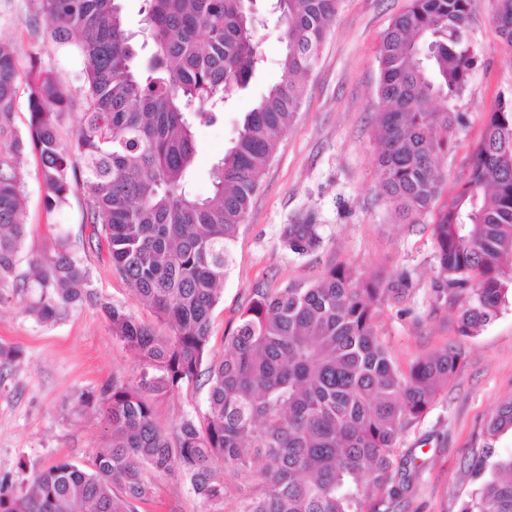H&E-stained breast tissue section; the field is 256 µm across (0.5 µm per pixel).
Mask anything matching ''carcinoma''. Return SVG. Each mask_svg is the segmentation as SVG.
<instances>
[{
	"label": "carcinoma",
	"instance_id": "cac0c4a2",
	"mask_svg": "<svg viewBox=\"0 0 512 512\" xmlns=\"http://www.w3.org/2000/svg\"><path fill=\"white\" fill-rule=\"evenodd\" d=\"M45 35L75 45L84 61V99L75 139L60 135L73 107L54 72L30 59L26 130L14 123L17 58L0 40V306L30 292L26 311L47 324L90 300L89 275L70 234L18 270L26 236L27 152L40 158L45 208L87 193L84 223L112 266L169 328L162 334L118 307H104L112 338L143 367L112 381L100 402L108 442L81 466L58 459L17 488L0 479V512H138L146 472H178L206 503L224 500L226 476L254 471L238 512H390L409 488L395 467L401 434L457 373L454 348L399 372L376 331L378 308L405 298L407 278L356 277L332 268L311 284L253 290L224 354L210 346L211 315L223 297L231 245L259 181L304 98L337 0H276L286 51L282 79L246 113L213 165V191L194 195L188 178L196 128L215 123L259 59L252 0H146L150 55L135 66L136 33L121 0H36ZM477 0H409L384 32L377 61V178L397 218L430 216L441 281L437 298L459 304L460 332L476 335L512 290V100L488 113L467 173L441 201V165L480 52L467 28ZM493 20L512 50V0ZM283 245L306 254L319 225L286 224ZM208 389L203 420L186 416L170 434L157 404L198 381ZM512 432V400L485 426L491 441ZM490 471L462 512H512V454L473 464Z\"/></svg>",
	"mask_w": 512,
	"mask_h": 512
}]
</instances>
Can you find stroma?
<instances>
[{
    "label": "stroma",
    "instance_id": "1",
    "mask_svg": "<svg viewBox=\"0 0 512 512\" xmlns=\"http://www.w3.org/2000/svg\"><path fill=\"white\" fill-rule=\"evenodd\" d=\"M407 4L338 0L320 60L305 78L302 105L281 134L279 149L232 244L233 262L212 313L210 344L214 353H223L224 335L236 327L255 288L309 283L334 266L365 277L406 274L407 297L383 305L376 320L378 336L394 364L405 373L417 360L449 346L459 348L463 360L428 413L400 437L394 461L406 464L411 482L391 512H460L478 488L469 464L485 451L484 426L512 399V298L477 335H461L457 307L433 301L439 269L429 218L415 224L398 222L380 192L377 50L383 33ZM255 8L266 17L256 32L259 61L246 88L225 103L221 118L198 130L201 150L191 177V190L198 195L211 192L213 163L234 142L245 113L282 76V30L268 0H256ZM492 8L491 0H480L468 28L480 58L456 102L462 119L443 161L451 185L463 176L488 112L500 97L512 98V50L502 42ZM44 28L35 0H0V36L17 46L20 68L28 69L30 59L38 58L71 89L74 101H81V56L76 47L46 42ZM38 169V156L29 155L22 255L42 252L56 225H64L90 270L94 300L48 325L27 312L28 296L0 307V343L21 350L13 362L0 365V477L18 486L64 457L88 464L106 445L108 430L98 406L81 408L77 400L83 394L99 395L113 379H134L141 367L113 339L104 306L119 307L146 323L156 321L84 224L82 189H74L67 206L47 213ZM306 217L318 224L322 242L299 255L283 245L282 228ZM206 411L205 387L189 386L161 401L158 421L170 431L184 416L200 419ZM150 482L152 494L139 512H236L253 477L240 473L217 505L199 499L179 473L154 474Z\"/></svg>",
    "mask_w": 512,
    "mask_h": 512
}]
</instances>
